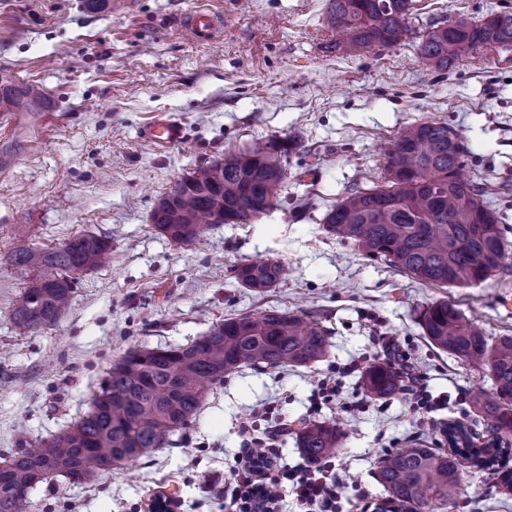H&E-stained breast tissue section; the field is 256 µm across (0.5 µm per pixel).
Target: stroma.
I'll return each instance as SVG.
<instances>
[{"label": "stroma", "instance_id": "1", "mask_svg": "<svg viewBox=\"0 0 512 512\" xmlns=\"http://www.w3.org/2000/svg\"><path fill=\"white\" fill-rule=\"evenodd\" d=\"M328 2L136 0L123 12L91 14L82 0H0V70L42 84L51 102L27 133L20 116L0 112V143L24 138L0 168V454L77 423L133 346L184 344L225 318L269 309L312 314L332 342L328 357L307 367L227 376L173 447L90 484L44 483L30 512H148L161 492L169 512H220L246 436H264L282 416L291 465L302 461V425L343 429L335 458L343 512L384 498L376 472L390 451L417 442L447 448L443 428L453 422L479 441L493 438L472 406L491 393V375L431 346L419 315L447 299L485 336L512 334L500 283H416L329 233L323 217L354 185L380 183L384 148L405 127L433 121L464 141L463 172L483 188L512 244V48L482 49L446 70L420 55L430 29L512 13V0H413L407 39L351 55L336 49ZM197 10L217 18L212 39L187 35L184 19ZM158 119L181 123L184 141L148 142L144 130ZM286 137L299 146L268 214L208 228L183 246L152 228L158 198L178 180L225 152ZM86 233L111 238V261L78 279L57 325L19 331L12 312L26 282L7 254L20 239L55 247ZM251 259L281 262L279 285L263 295L240 288L232 270ZM382 362L412 365L418 384L369 397L364 372ZM330 376L339 396L314 405ZM422 394L440 409L417 408ZM433 512H512V491L500 493L471 467L457 506Z\"/></svg>", "mask_w": 512, "mask_h": 512}]
</instances>
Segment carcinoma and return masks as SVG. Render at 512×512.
Masks as SVG:
<instances>
[{
    "mask_svg": "<svg viewBox=\"0 0 512 512\" xmlns=\"http://www.w3.org/2000/svg\"><path fill=\"white\" fill-rule=\"evenodd\" d=\"M327 19L341 36L345 54L371 46H393L407 34L411 0H329ZM512 46V13L480 23L464 19L437 26L420 44L423 58L437 67L473 57L484 47ZM48 100L38 83L0 73V112H19L33 123ZM298 147L289 138L270 139L228 152L212 164L202 184L187 176L163 195L152 212L153 228L175 245L195 241L205 229L227 222L250 224L276 207L286 179L284 162ZM23 149L15 138L0 145V167ZM467 147L437 122L404 128L385 150L383 184L356 187L328 210V232L351 240L367 258L381 259L396 271L428 286L484 283L506 268V244L499 219L485 205L480 187L460 174ZM485 233L479 237L475 226ZM112 248L110 238L79 234L42 248L23 240L7 258L33 274L13 309L14 325L26 333L56 325L67 313L78 276L95 269ZM283 272L274 261L242 262L238 284L262 293ZM424 335L438 349L489 370L493 394L475 400L477 411L501 434H512V335L488 340L458 305L432 302L420 315ZM331 331L298 312L267 310L230 317L186 344L135 346L113 363L91 400V410L74 426L38 442L41 452L22 440L0 469V512H29V495L38 485L62 477L91 483L144 454L172 444L187 428L208 387L243 367H306L327 357ZM365 389L372 398L393 395L400 376L389 364L368 369ZM466 446L425 448L419 444L387 453L376 479L387 500L409 512H430L432 503L456 504L468 461L497 485L512 489V476L493 466L512 448H478L460 424L448 427ZM303 458L316 463L336 455L341 433L327 422L303 425L297 435Z\"/></svg>",
    "mask_w": 512,
    "mask_h": 512,
    "instance_id": "carcinoma-1",
    "label": "carcinoma"
}]
</instances>
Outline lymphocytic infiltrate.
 <instances>
[{
  "instance_id": "obj_1",
  "label": "lymphocytic infiltrate",
  "mask_w": 512,
  "mask_h": 512,
  "mask_svg": "<svg viewBox=\"0 0 512 512\" xmlns=\"http://www.w3.org/2000/svg\"><path fill=\"white\" fill-rule=\"evenodd\" d=\"M279 424L266 438L251 439L234 459V486L226 512H279L286 496H293L299 512H338L336 465L326 460L299 468L282 461L279 441L287 435Z\"/></svg>"
}]
</instances>
